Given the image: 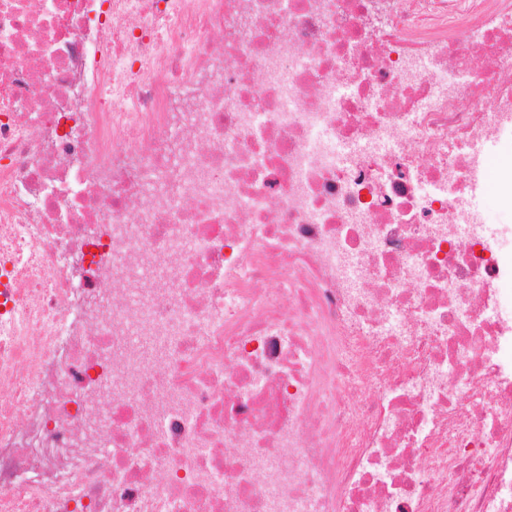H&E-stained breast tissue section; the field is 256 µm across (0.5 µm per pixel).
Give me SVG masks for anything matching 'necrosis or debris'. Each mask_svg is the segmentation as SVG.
Wrapping results in <instances>:
<instances>
[{
  "instance_id": "4bbe7bcc",
  "label": "necrosis or debris",
  "mask_w": 512,
  "mask_h": 512,
  "mask_svg": "<svg viewBox=\"0 0 512 512\" xmlns=\"http://www.w3.org/2000/svg\"><path fill=\"white\" fill-rule=\"evenodd\" d=\"M509 138L512 0H0V512H512ZM487 154L491 156V165L486 171L485 190L477 197L476 203L483 209L496 210L498 199L494 194L496 168L498 166L512 165V145L509 140L491 147Z\"/></svg>"
}]
</instances>
